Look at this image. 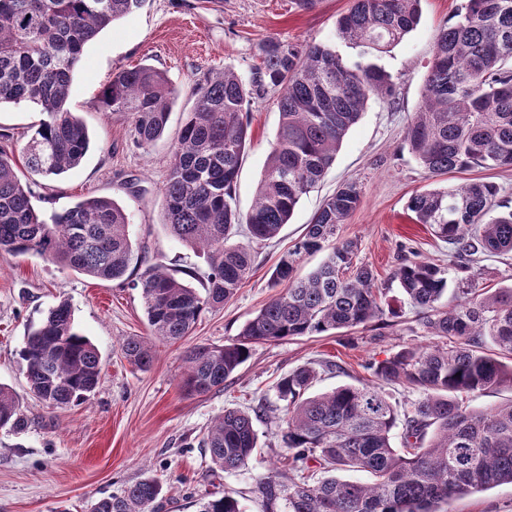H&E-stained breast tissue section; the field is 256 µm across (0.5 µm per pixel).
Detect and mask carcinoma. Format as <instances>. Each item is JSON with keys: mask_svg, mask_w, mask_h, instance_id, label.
I'll return each mask as SVG.
<instances>
[{"mask_svg": "<svg viewBox=\"0 0 512 512\" xmlns=\"http://www.w3.org/2000/svg\"><path fill=\"white\" fill-rule=\"evenodd\" d=\"M145 0H0V105L30 103L46 115L22 149V159L0 145V250L37 254L101 282L118 281L141 291L151 337L123 344L140 370L153 361L151 338L177 342L200 315L230 299L247 278L252 258L234 242L241 226L250 238H275L302 197L332 165L336 152L367 103L390 100V75L371 58L400 43L420 20L421 0H352L336 22L338 39L358 50L350 64L315 42L268 39L251 82L233 70L206 77L187 114L164 185L166 225L180 242L205 258L204 292L159 265L134 279L143 265L129 233V214L115 202L92 197L45 219L22 183L20 168L46 178L78 167L90 137L68 107L74 70L86 44ZM512 0H463L435 36L422 104L404 141L432 176L474 168H512ZM279 90L276 140L255 203L241 214L235 183L249 139L245 107ZM109 112H125L141 146L165 132L172 105L166 75L139 65L112 77L101 93ZM495 185L474 180L414 194L408 210L448 244L467 282L481 255L512 252V209L490 216ZM361 202L353 181L341 184L279 260L271 287H282L223 346L187 350L181 386L188 393L224 388L246 362L250 345L365 326L383 316L378 275L355 262L358 243L338 236ZM328 251L305 279L295 278L302 256ZM393 278L418 311L432 342L407 346L370 364L375 383L342 385L308 395L316 370L300 366L280 377L284 402L279 437L288 471L261 477L257 493L268 507L286 501L287 512H441L439 505L503 483H512V400L472 409L464 393L512 388V286L484 291L461 288L451 307L448 270L401 257ZM30 392L52 408H68L94 394L101 358L60 301L30 330L19 351ZM400 382L419 394L397 410L378 383ZM226 409L199 441L215 469L244 467L257 448L254 421L264 415ZM29 418L8 387L0 385V428L25 431ZM401 429V447L392 435ZM339 471L364 472L366 482ZM162 485L145 477L97 500L92 512H155ZM199 512H242L226 491L200 503Z\"/></svg>", "mask_w": 512, "mask_h": 512, "instance_id": "cac0c4a2", "label": "carcinoma"}]
</instances>
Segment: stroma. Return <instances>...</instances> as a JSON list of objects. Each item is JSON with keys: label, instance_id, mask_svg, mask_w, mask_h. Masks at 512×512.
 <instances>
[{"label": "stroma", "instance_id": "1", "mask_svg": "<svg viewBox=\"0 0 512 512\" xmlns=\"http://www.w3.org/2000/svg\"><path fill=\"white\" fill-rule=\"evenodd\" d=\"M462 0H422L421 19L401 43L376 57L391 76L396 98L371 101L345 137L318 185L297 205L277 238L252 246L248 277L223 306L204 311L181 342H157L148 370L133 368L122 346L149 333L140 290L101 283L37 255L0 251V384L11 388L30 419L28 429H0V512H90L99 498L120 492L146 476L163 486L159 512H199L203 498L232 491L244 512L268 509L255 491L259 477L285 468L277 436L283 404L274 385L289 371L308 365L318 378V394L340 385H362L368 363L405 346L429 343L416 311L390 277L401 250L448 268V286L457 274L447 243L430 227L408 216L410 197L425 190L459 186L480 178L498 189V201L512 207V168L472 169L430 176L409 152L405 130L417 111L438 29ZM350 0H318L309 11L294 0H145L132 16L115 21L83 52L74 72L69 107L87 127L91 145L81 165L59 178L26 173L23 184L43 214L63 211L87 197H106L131 216L133 242L147 264L205 273L194 250L164 224V184L172 149L195 102V85L211 73L234 69L250 77L262 41L316 42L336 48L350 61L355 50L336 36V21ZM139 64L162 71L174 90L163 137L154 145L136 144L131 119L104 111L103 88L118 72ZM277 91L251 100V135L235 194L248 211L280 124ZM31 105L0 106V142L22 150L42 122ZM361 189L359 208L340 234L358 243L357 259L372 266L384 287L390 314L342 335L301 336L253 344L251 355L223 390L187 394L181 387L184 358L195 345L221 346L235 339L274 295L271 273L281 254L299 240L323 201L343 182ZM68 301L78 329L97 347L101 380L85 403L52 409L37 402L22 371L19 351L28 331L59 301ZM265 403L256 420L258 449L248 464L212 474L198 441L225 409L246 410ZM450 512H512V483L456 498Z\"/></svg>", "mask_w": 512, "mask_h": 512}]
</instances>
